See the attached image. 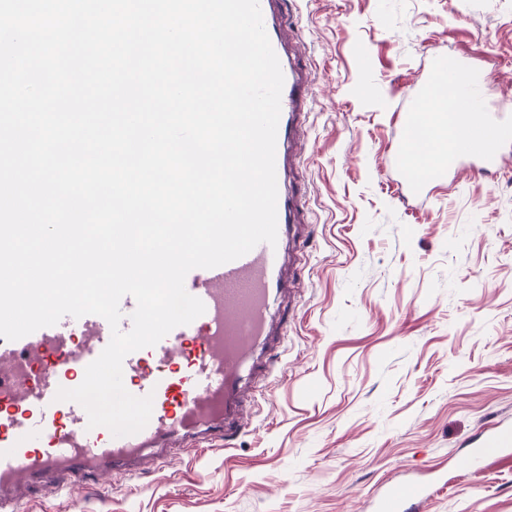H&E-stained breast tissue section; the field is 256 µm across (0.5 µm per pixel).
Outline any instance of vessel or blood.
<instances>
[{"instance_id": "vessel-or-blood-1", "label": "vessel or blood", "mask_w": 512, "mask_h": 512, "mask_svg": "<svg viewBox=\"0 0 512 512\" xmlns=\"http://www.w3.org/2000/svg\"><path fill=\"white\" fill-rule=\"evenodd\" d=\"M264 25L284 75L277 130L276 173L286 172L287 155L308 113L310 84L299 57L284 40L282 0H260ZM430 85L450 90L439 111L415 104L401 115L403 137L394 148L400 194L424 196L433 183L459 169L484 172L512 159V97L490 80L474 82L459 61L436 62ZM466 118L449 125V114ZM427 127L437 148L423 166L411 162V132ZM295 191L277 199V245L262 243L249 253L211 269L191 270L188 293L206 310L174 328L158 344L130 353L123 381L133 395L152 396L151 418L140 432L116 437L89 428L84 408L56 398L58 389L81 384L85 368L109 343L111 329L98 315L63 317L16 341L0 337V512H18L39 499L47 486L62 490L103 474L128 470L150 448L163 452L215 446L243 427L244 373L261 363L258 348L274 334L270 298L281 286L284 241L298 218ZM512 450V425L493 427L478 443L469 464ZM424 484L394 481L381 495L379 512H403L426 499Z\"/></svg>"}]
</instances>
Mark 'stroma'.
Listing matches in <instances>:
<instances>
[{
    "label": "stroma",
    "mask_w": 512,
    "mask_h": 512,
    "mask_svg": "<svg viewBox=\"0 0 512 512\" xmlns=\"http://www.w3.org/2000/svg\"><path fill=\"white\" fill-rule=\"evenodd\" d=\"M311 72L298 296L247 380L231 447L169 454L48 494L25 512H373L393 479L432 486L409 512H512V451L467 469L512 423V167L462 170L426 203L393 187L399 116L432 62L512 88V0H288ZM313 393H304L306 384ZM512 447V425L500 423L493 427L478 443L469 459V465L479 468L482 460L499 456Z\"/></svg>",
    "instance_id": "1"
}]
</instances>
